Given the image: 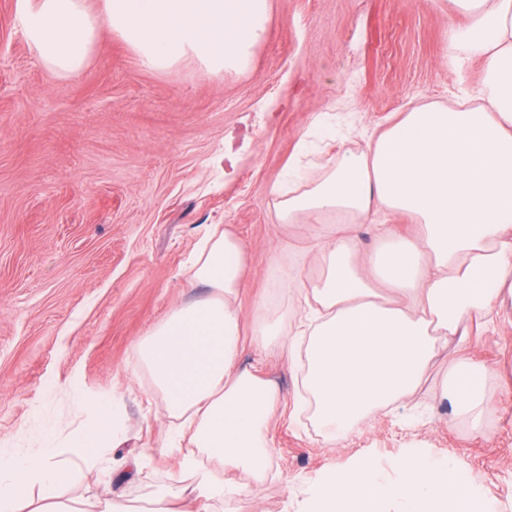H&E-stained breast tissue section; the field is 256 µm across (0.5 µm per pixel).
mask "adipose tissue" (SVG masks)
Wrapping results in <instances>:
<instances>
[{
	"label": "adipose tissue",
	"instance_id": "adipose-tissue-1",
	"mask_svg": "<svg viewBox=\"0 0 512 512\" xmlns=\"http://www.w3.org/2000/svg\"><path fill=\"white\" fill-rule=\"evenodd\" d=\"M471 22L453 37L462 55L485 57L477 92L449 103H420L397 124L344 154L324 178L281 199L282 224H309L312 234L285 250L317 260L318 278L272 283L297 292L307 312L286 331L258 312L252 333L268 352L301 359L302 391L311 418L340 442L371 413L413 396L449 340L465 342L469 322L483 324L512 305V0H448ZM269 0H25L24 34L53 74L73 77L92 57L108 26L141 65L164 71L187 57L206 73L246 70L263 41ZM415 217L413 237L385 236L363 257L355 224L381 211ZM244 267L241 243L226 232L204 239L190 280L209 297L178 306L136 344L171 418L190 433L181 468L194 479L196 512L237 496L225 470L262 475L272 452V414L283 396L257 373L240 369L243 316L236 298ZM485 363L448 361L440 386L454 416L483 431ZM67 449L0 457V512H136L109 497L75 505L60 488L90 467L99 448L122 442L120 413L107 399ZM217 461L202 465L198 457ZM306 512H497L492 499L463 478L452 453L420 448L400 453L392 474L373 456L329 469L311 489Z\"/></svg>",
	"mask_w": 512,
	"mask_h": 512
}]
</instances>
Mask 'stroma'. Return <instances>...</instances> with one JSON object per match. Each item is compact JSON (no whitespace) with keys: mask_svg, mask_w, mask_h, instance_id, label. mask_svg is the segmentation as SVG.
I'll use <instances>...</instances> for the list:
<instances>
[{"mask_svg":"<svg viewBox=\"0 0 512 512\" xmlns=\"http://www.w3.org/2000/svg\"><path fill=\"white\" fill-rule=\"evenodd\" d=\"M23 9L0 0V456L65 447L106 396L125 438L62 497L144 512L177 481L192 499L135 344L206 295L188 282L199 242L213 229L242 242L245 324L266 303L294 328L305 305L271 294L269 271L279 238L306 228L277 224L271 185L304 146L313 183L414 104L476 92L485 60L453 50L469 19L448 0H271L245 73L212 76L191 59L147 70L104 26L88 67L60 78L30 49ZM465 351L490 369L483 434L441 400L443 356L406 407L373 412L335 444L300 407L296 360L245 345L241 367L273 380L285 404L265 475L226 471L243 491L211 512H301L324 469L369 452L388 470L407 448L452 452L466 480L512 512V323L473 326Z\"/></svg>","mask_w":512,"mask_h":512,"instance_id":"stroma-1","label":"stroma"}]
</instances>
